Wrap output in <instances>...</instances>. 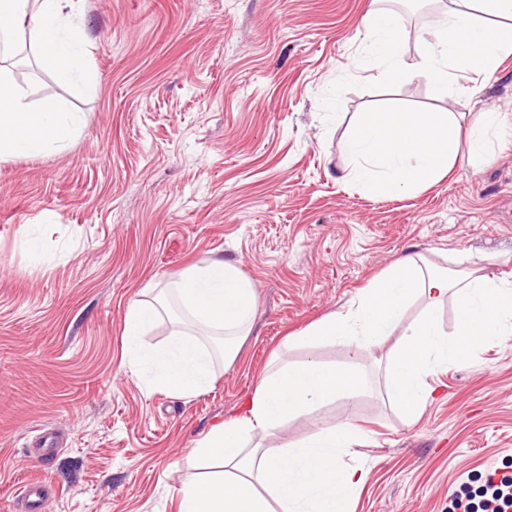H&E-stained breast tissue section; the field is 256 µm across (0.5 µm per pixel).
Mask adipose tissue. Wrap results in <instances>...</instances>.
Listing matches in <instances>:
<instances>
[{
  "instance_id": "adipose-tissue-1",
  "label": "adipose tissue",
  "mask_w": 512,
  "mask_h": 512,
  "mask_svg": "<svg viewBox=\"0 0 512 512\" xmlns=\"http://www.w3.org/2000/svg\"><path fill=\"white\" fill-rule=\"evenodd\" d=\"M77 0H0V161L65 149L83 125L80 113L58 101L30 108L9 62L14 44L30 35L37 58L63 87L95 97L98 83L86 71V40L74 24ZM362 52L382 78L426 80L438 98L470 74L486 77L512 55V0H444L431 35H411L398 13L379 7L363 21ZM419 62L403 63L407 40ZM498 113L472 118L452 112L396 110L360 113L343 141L351 160L346 180L370 196L388 199L426 187L453 171L459 157L479 168L498 134ZM421 316L406 321L417 297ZM458 310L454 335L441 332L437 313L446 298ZM401 340L388 356L384 389L407 420H415L432 394L428 376L440 366L466 362L484 344L512 334V285L489 275L421 272L414 256L398 260L344 310L296 335L299 343L338 344L345 362L315 358L277 361L242 403L238 418L213 425L199 450L219 460V471L186 484L180 512H348V495L365 481L363 468L340 454L359 443L348 426L314 429L305 439H279L288 422L320 404L366 391L359 357L393 333Z\"/></svg>"
}]
</instances>
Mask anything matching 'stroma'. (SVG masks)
Wrapping results in <instances>:
<instances>
[{
  "mask_svg": "<svg viewBox=\"0 0 512 512\" xmlns=\"http://www.w3.org/2000/svg\"><path fill=\"white\" fill-rule=\"evenodd\" d=\"M370 0H80L75 18L100 90L58 86L46 66L26 85L80 113L64 151L0 162V512L24 484H49L47 512H179L181 489L208 473L195 445L241 414L273 354L340 363L339 345L283 349L286 336L348 306L400 257L512 282V58L479 94L437 98L358 51ZM386 105L499 112L492 157L476 172L375 199L342 180L341 141L359 113ZM56 225L55 243L28 240ZM210 258L235 262L256 296L251 333L215 381L184 399L131 371L124 323L137 301L164 314L143 336L168 341L165 289ZM396 337L359 363L370 387L292 421L289 439L349 425L345 461L367 470L351 512H448L459 483L512 469V337L437 368L419 418L384 391ZM57 437L28 457L36 429Z\"/></svg>",
  "mask_w": 512,
  "mask_h": 512,
  "instance_id": "stroma-1",
  "label": "stroma"
}]
</instances>
